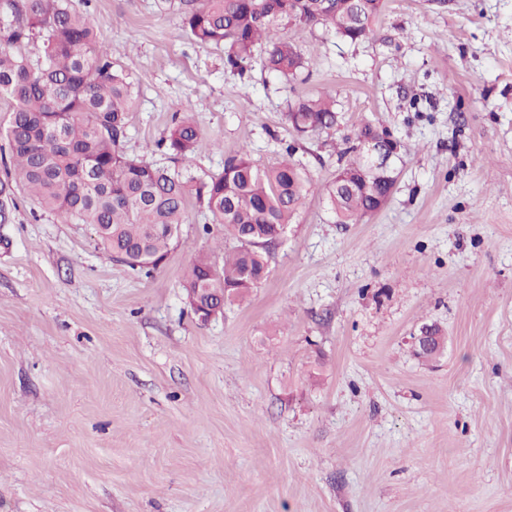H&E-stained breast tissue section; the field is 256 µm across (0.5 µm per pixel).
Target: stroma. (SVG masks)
<instances>
[{
    "instance_id": "35a3bbf8",
    "label": "stroma",
    "mask_w": 512,
    "mask_h": 512,
    "mask_svg": "<svg viewBox=\"0 0 512 512\" xmlns=\"http://www.w3.org/2000/svg\"><path fill=\"white\" fill-rule=\"evenodd\" d=\"M74 5L138 82L128 156L189 111L196 175L244 150L313 186L267 279L203 323L182 279L222 264V226L189 203L140 274L36 206L0 136V512H512V0H384L357 43L284 30L311 60L293 82L233 74L160 0ZM324 93L336 128L297 139L289 104ZM366 123L396 184L340 224L323 188Z\"/></svg>"
}]
</instances>
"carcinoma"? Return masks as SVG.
<instances>
[{"mask_svg":"<svg viewBox=\"0 0 512 512\" xmlns=\"http://www.w3.org/2000/svg\"><path fill=\"white\" fill-rule=\"evenodd\" d=\"M175 10L193 40L224 47V65L243 76L262 51L263 68L297 80L309 62L284 29L317 26L350 42L374 36L382 0H161ZM100 21L74 9L71 0H0V98L13 107L4 132L19 183L39 208L93 227L99 245L131 269L150 274L164 261L194 199L224 227L236 246L218 266L197 256L182 283L187 300L224 292L242 301L268 275L267 251L290 224L310 181L296 164L255 166L246 152L230 156L219 173L194 177L184 164L206 147L191 112L175 120L155 143L160 165L127 156L132 73L98 40ZM42 39L41 58L24 47ZM296 136L336 127L329 95L290 106ZM393 183L366 175L364 158L345 161L326 188L338 224H355L380 210Z\"/></svg>","mask_w":512,"mask_h":512,"instance_id":"1","label":"carcinoma"}]
</instances>
